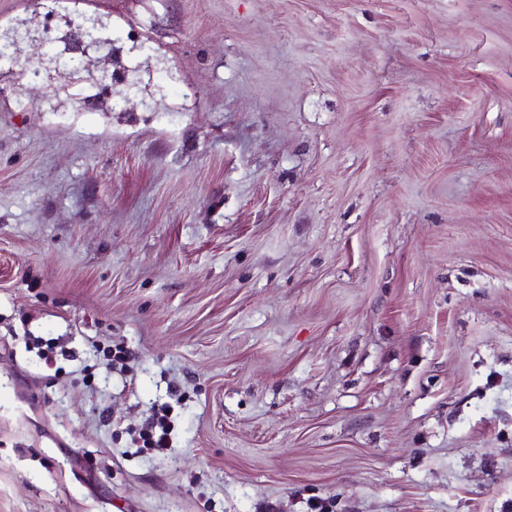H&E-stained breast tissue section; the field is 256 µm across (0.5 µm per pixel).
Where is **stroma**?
<instances>
[{
  "mask_svg": "<svg viewBox=\"0 0 512 512\" xmlns=\"http://www.w3.org/2000/svg\"><path fill=\"white\" fill-rule=\"evenodd\" d=\"M56 10L123 77L0 62V512H512V0ZM59 53L49 55L48 53L41 54L38 62V67L34 70L36 73L35 78L45 79L49 84L47 87L51 88L54 86L57 78H63L64 84L61 86L63 90H69L82 83H92L98 86H102L112 80V75L107 70H103L98 76H84L85 67L82 65L73 66L65 76L59 73L57 68V60ZM52 72H55L53 74ZM57 76V78L55 77ZM172 412V406L168 403H163L154 408L149 430L140 433L138 438H134V445L140 449L147 448L154 451L169 448L170 435L174 429Z\"/></svg>",
  "mask_w": 512,
  "mask_h": 512,
  "instance_id": "obj_1",
  "label": "stroma"
}]
</instances>
